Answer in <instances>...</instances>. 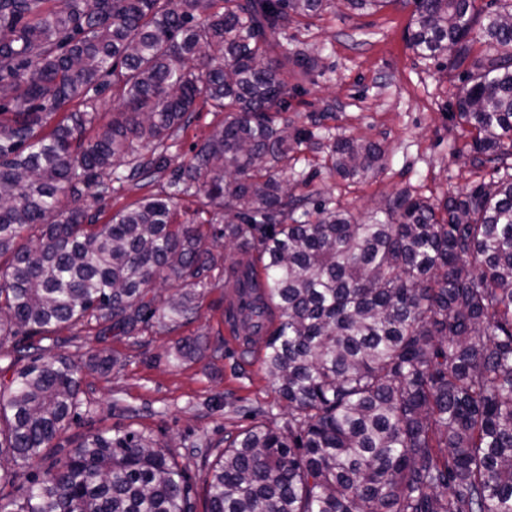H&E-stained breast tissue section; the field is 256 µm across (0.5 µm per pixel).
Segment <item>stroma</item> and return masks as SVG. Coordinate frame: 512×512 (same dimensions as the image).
Masks as SVG:
<instances>
[{
    "mask_svg": "<svg viewBox=\"0 0 512 512\" xmlns=\"http://www.w3.org/2000/svg\"><path fill=\"white\" fill-rule=\"evenodd\" d=\"M410 20V9L394 5L368 13L332 7L268 31L289 54L315 61L306 76L288 78V120L311 135L288 172L296 194L361 216L400 193L440 199L496 178L495 165L473 166L470 139L452 116L460 70L418 56L407 42ZM344 137L380 144L385 167L354 182L331 173L330 151ZM227 296L226 289L209 290L200 318L166 336L104 337L96 323L59 330L62 353L84 361L102 351L120 369L86 374L87 414L42 451L30 472L57 465L82 435L101 430L144 428L185 453L200 440L223 443L250 425L253 412L284 426L288 410L273 381L258 357H242L241 337L229 335ZM188 339L200 344V355L176 360Z\"/></svg>",
    "mask_w": 512,
    "mask_h": 512,
    "instance_id": "1",
    "label": "stroma"
}]
</instances>
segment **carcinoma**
<instances>
[{
    "instance_id": "1",
    "label": "carcinoma",
    "mask_w": 512,
    "mask_h": 512,
    "mask_svg": "<svg viewBox=\"0 0 512 512\" xmlns=\"http://www.w3.org/2000/svg\"><path fill=\"white\" fill-rule=\"evenodd\" d=\"M412 7L408 43L466 65L455 108L476 166L512 157V0H343ZM330 0H0V512H196L189 464L152 432L81 439L22 476L83 418L84 370L48 357L55 332L172 333L209 288L288 407L209 464L205 512H512V172L439 204L398 194L364 220L289 192L309 141L288 120V51L269 29ZM112 87L99 124L88 110ZM207 108L224 113L186 163L170 143ZM337 141L331 169L384 164ZM161 189L107 215L114 184ZM195 198L213 220L178 221ZM237 251L217 269L213 248Z\"/></svg>"
}]
</instances>
